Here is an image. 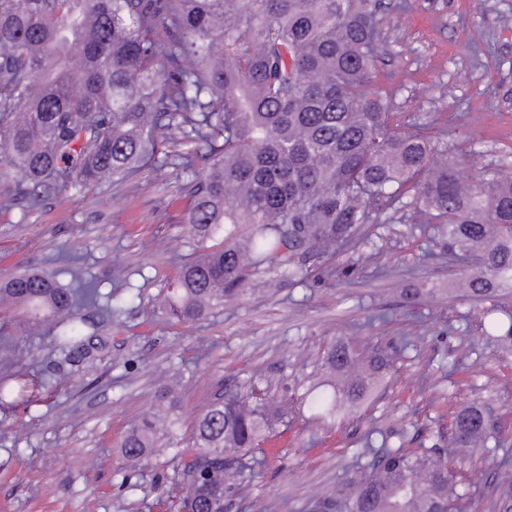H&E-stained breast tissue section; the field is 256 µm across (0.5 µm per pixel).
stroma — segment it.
Returning <instances> with one entry per match:
<instances>
[{
    "mask_svg": "<svg viewBox=\"0 0 512 512\" xmlns=\"http://www.w3.org/2000/svg\"><path fill=\"white\" fill-rule=\"evenodd\" d=\"M386 55L374 81L398 122L429 125L449 158L471 175L512 167V0H407L385 19ZM180 171L145 168L130 179L57 190L46 205L8 206L0 179V279L25 268L58 270L73 238L87 247L85 271L112 294V313L91 320L104 340L95 357L65 362L50 337L30 335L12 310L0 312V342L14 358L0 378L27 374L38 399L0 411V512H165L177 492L175 452L188 447L193 421L225 388L254 380L284 409L280 460L255 479L230 512H312L359 454L364 433L420 444L436 422L435 400L492 409L512 426V337L488 345L487 303L457 290L464 269L423 254L412 207L370 225L340 252L338 272L288 279L268 272V289L225 300L205 319L173 324L160 293L194 253L181 219ZM411 338L360 417L323 423L304 396L321 379L327 342ZM458 362L456 373L448 365ZM181 380L175 433L149 466L123 461L115 443L153 403L161 379ZM465 476L481 512H503L491 455L468 450Z\"/></svg>",
    "mask_w": 512,
    "mask_h": 512,
    "instance_id": "obj_1",
    "label": "stroma"
}]
</instances>
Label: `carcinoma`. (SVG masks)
I'll return each instance as SVG.
<instances>
[{
    "label": "carcinoma",
    "instance_id": "cac0c4a2",
    "mask_svg": "<svg viewBox=\"0 0 512 512\" xmlns=\"http://www.w3.org/2000/svg\"><path fill=\"white\" fill-rule=\"evenodd\" d=\"M390 0H0V155L21 178L11 201L33 209L52 192L104 181L122 183L146 166L178 160L191 174L182 223L197 243L163 294L167 315L203 319L251 278L274 270L290 279L326 268L355 246L366 226L411 198L448 253L473 258L460 287L493 301L512 288V171L460 174L421 130L394 121L374 89ZM84 245H66L73 264ZM30 270L0 282V303L42 329L80 362L92 342L82 311L112 309L98 285L57 281ZM484 328L491 344L512 335V312ZM411 346L361 349L348 338L328 346V380L313 385L309 407L323 421L355 413L398 355ZM17 375L0 385V406L29 393ZM174 386L161 383L118 447L133 463L150 460L161 427L178 424ZM281 415L253 380L224 390L178 449V495L168 512H224L278 461L269 445ZM418 448L388 435L366 445L321 512H471L476 500L459 480V448L503 449L512 464V431L480 403L437 416Z\"/></svg>",
    "mask_w": 512,
    "mask_h": 512
}]
</instances>
